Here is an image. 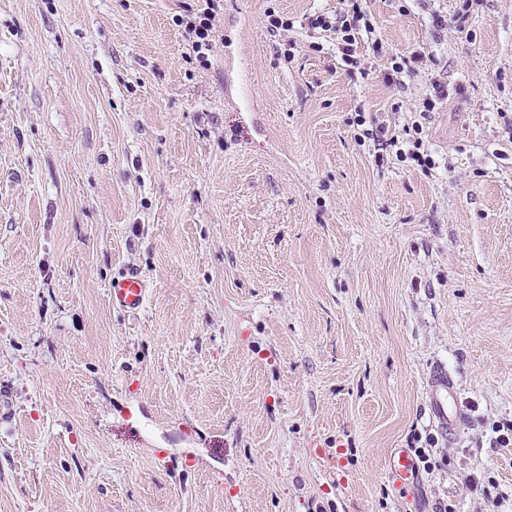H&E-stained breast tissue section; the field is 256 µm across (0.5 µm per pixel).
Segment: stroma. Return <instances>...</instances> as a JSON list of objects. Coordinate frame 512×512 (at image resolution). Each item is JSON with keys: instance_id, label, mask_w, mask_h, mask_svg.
<instances>
[{"instance_id": "1", "label": "stroma", "mask_w": 512, "mask_h": 512, "mask_svg": "<svg viewBox=\"0 0 512 512\" xmlns=\"http://www.w3.org/2000/svg\"><path fill=\"white\" fill-rule=\"evenodd\" d=\"M341 6L221 0L204 67L199 0H0V512H512V0H369L361 71L311 48ZM201 1L205 2L206 7L196 13L194 22L187 23L186 30L190 38H193L192 49L196 53L197 60L207 66L218 36L216 16L220 0ZM108 295L114 308L135 313L145 303L147 285L138 274H125L112 281ZM426 404L439 432L454 437L462 427L464 415L457 403L454 379L443 366H435L427 379ZM388 473L398 485H408L418 475L414 457L403 448L396 449L390 455Z\"/></svg>"}]
</instances>
